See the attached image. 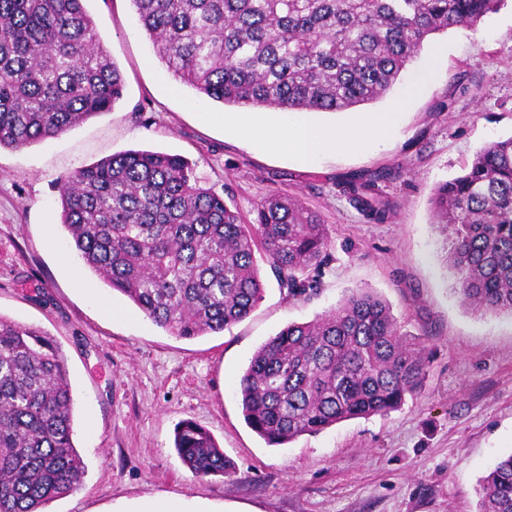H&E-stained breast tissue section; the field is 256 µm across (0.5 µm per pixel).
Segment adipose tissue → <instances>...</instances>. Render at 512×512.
<instances>
[{
	"mask_svg": "<svg viewBox=\"0 0 512 512\" xmlns=\"http://www.w3.org/2000/svg\"><path fill=\"white\" fill-rule=\"evenodd\" d=\"M396 122L392 112L375 113L362 118L356 129L335 130L297 122L285 128L255 129L254 125L225 117V127L245 133L259 132L273 147L287 153L296 162L307 165L320 155L336 149H362L377 138L390 134Z\"/></svg>",
	"mask_w": 512,
	"mask_h": 512,
	"instance_id": "1",
	"label": "adipose tissue"
}]
</instances>
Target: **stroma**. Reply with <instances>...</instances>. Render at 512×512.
<instances>
[{
  "label": "stroma",
  "instance_id": "1",
  "mask_svg": "<svg viewBox=\"0 0 512 512\" xmlns=\"http://www.w3.org/2000/svg\"><path fill=\"white\" fill-rule=\"evenodd\" d=\"M101 44L125 79L112 112L21 149H0V316L53 336L67 359L73 443L82 486L47 512H114L143 499L177 498L187 512L235 504L245 512H479L482 480L512 453V317L473 313L455 291L430 195L482 146L512 136V0L476 30L431 43L438 74L413 96L418 57L383 99L301 121L346 128L399 109L379 145L336 151L307 166L225 129L228 113L283 126L271 109L201 106L153 53L129 0H87ZM478 95L461 94L462 86ZM128 149L186 157L202 184L244 220L273 190L298 197L328 226L330 259L315 294L289 298L266 261L265 296L229 330L169 335L123 295L82 268L60 221L61 181ZM382 174L396 211L367 222L339 193L349 174ZM387 301L429 351L421 391L385 416L349 419L281 447L244 422L239 378L258 347L291 323L341 305L356 289ZM211 432L235 473L193 475L173 447L176 425Z\"/></svg>",
  "mask_w": 512,
  "mask_h": 512
}]
</instances>
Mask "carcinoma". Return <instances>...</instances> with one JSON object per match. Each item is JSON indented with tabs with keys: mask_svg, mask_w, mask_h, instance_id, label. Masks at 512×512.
<instances>
[{
	"mask_svg": "<svg viewBox=\"0 0 512 512\" xmlns=\"http://www.w3.org/2000/svg\"><path fill=\"white\" fill-rule=\"evenodd\" d=\"M85 0H0V148L77 127L122 99ZM154 52L201 99L282 112H343L399 81L429 38L474 30L505 0H130ZM382 176H346L340 193L373 223L391 206ZM432 207L456 291L474 312L512 316V136L486 144L438 183ZM61 223L83 266L168 333L192 339L242 321L262 300L255 251L288 296L329 257L327 225L274 191L247 224L178 155L127 150L60 188ZM426 347L379 296L358 289L315 320L262 344L239 382L247 424L281 446L345 420L385 415L419 391ZM74 399L59 343L0 316V512H44L81 485ZM197 476L232 465L211 433L178 426ZM481 512H512V453L482 483Z\"/></svg>",
	"mask_w": 512,
	"mask_h": 512,
	"instance_id": "carcinoma-1",
	"label": "carcinoma"
}]
</instances>
